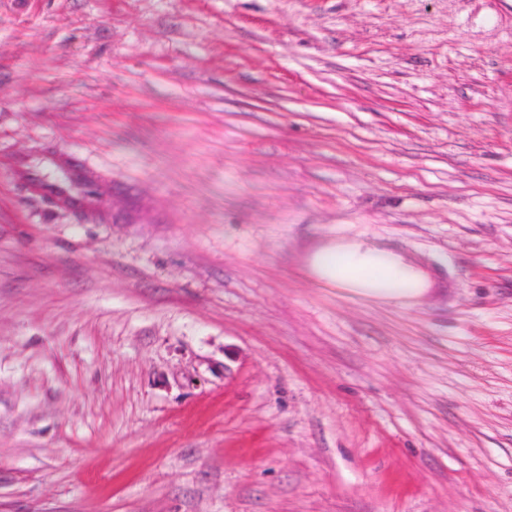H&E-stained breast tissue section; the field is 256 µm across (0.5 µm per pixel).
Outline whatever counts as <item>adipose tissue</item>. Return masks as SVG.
I'll list each match as a JSON object with an SVG mask.
<instances>
[{"mask_svg":"<svg viewBox=\"0 0 512 512\" xmlns=\"http://www.w3.org/2000/svg\"><path fill=\"white\" fill-rule=\"evenodd\" d=\"M310 273L354 293L413 302L430 287L424 270L388 249L349 239H331L313 247L306 258Z\"/></svg>","mask_w":512,"mask_h":512,"instance_id":"1","label":"adipose tissue"}]
</instances>
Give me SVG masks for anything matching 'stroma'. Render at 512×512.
I'll return each mask as SVG.
<instances>
[{
  "label": "stroma",
  "mask_w": 512,
  "mask_h": 512,
  "mask_svg": "<svg viewBox=\"0 0 512 512\" xmlns=\"http://www.w3.org/2000/svg\"><path fill=\"white\" fill-rule=\"evenodd\" d=\"M0 512H512V0H0ZM64 182H45L38 180L34 183V188L44 195L54 197L61 205L72 208H89L93 204L89 203L83 196L73 195L65 186V182L90 181L91 176L88 172L65 169L63 170ZM306 262L316 278L372 298L413 302L430 287L426 272L412 261L357 240L323 242L308 252Z\"/></svg>",
  "instance_id": "obj_1"
}]
</instances>
